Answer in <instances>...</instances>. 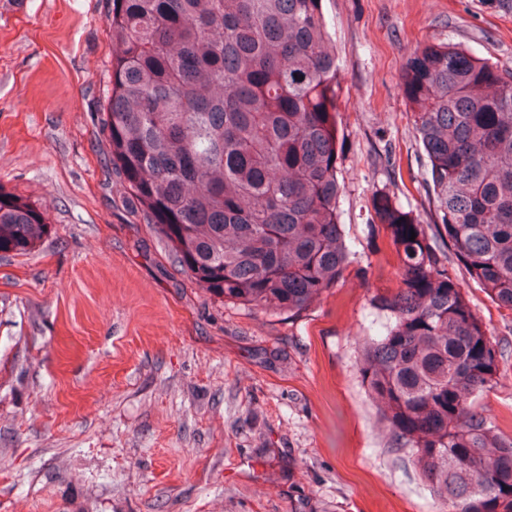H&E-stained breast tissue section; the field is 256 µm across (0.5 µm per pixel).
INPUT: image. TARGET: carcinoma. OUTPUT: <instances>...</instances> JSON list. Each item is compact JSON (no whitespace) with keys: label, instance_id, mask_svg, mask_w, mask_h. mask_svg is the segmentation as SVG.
I'll use <instances>...</instances> for the list:
<instances>
[{"label":"carcinoma","instance_id":"cac0c4a2","mask_svg":"<svg viewBox=\"0 0 512 512\" xmlns=\"http://www.w3.org/2000/svg\"><path fill=\"white\" fill-rule=\"evenodd\" d=\"M321 0H112L99 128L180 273L232 304L295 314L348 266L336 144L342 92ZM428 158L435 232L512 313V70L427 44L401 72ZM399 288L379 295L360 374L439 512H512V435L475 407L500 353L425 227L373 199ZM47 214L0 187V253ZM415 239H410V232Z\"/></svg>","mask_w":512,"mask_h":512}]
</instances>
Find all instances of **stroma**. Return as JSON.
I'll return each instance as SVG.
<instances>
[{
	"label": "stroma",
	"mask_w": 512,
	"mask_h": 512,
	"mask_svg": "<svg viewBox=\"0 0 512 512\" xmlns=\"http://www.w3.org/2000/svg\"><path fill=\"white\" fill-rule=\"evenodd\" d=\"M112 0H0V188L46 210L0 254V512H439L360 378L400 285L389 194L434 222L401 86L459 43L512 70V0H321L340 68L350 266L296 314L233 305L177 271L99 132ZM432 245L501 353L479 407L512 434V316Z\"/></svg>",
	"instance_id": "35a3bbf8"
}]
</instances>
